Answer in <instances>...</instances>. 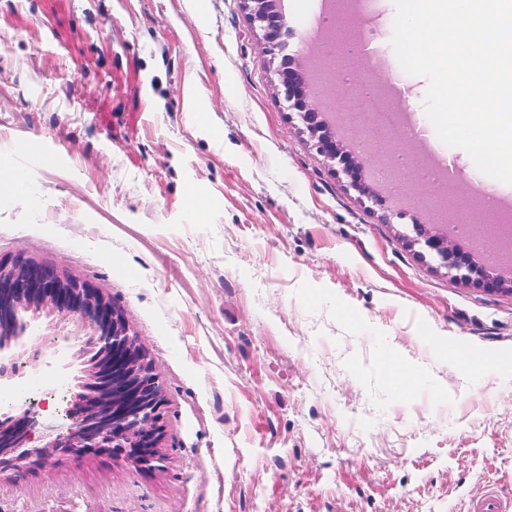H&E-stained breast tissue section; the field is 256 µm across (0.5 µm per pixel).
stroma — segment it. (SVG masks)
I'll list each match as a JSON object with an SVG mask.
<instances>
[{
    "instance_id": "obj_1",
    "label": "stroma",
    "mask_w": 512,
    "mask_h": 512,
    "mask_svg": "<svg viewBox=\"0 0 512 512\" xmlns=\"http://www.w3.org/2000/svg\"><path fill=\"white\" fill-rule=\"evenodd\" d=\"M290 2L287 51L333 108L344 59L307 38L315 0ZM338 11L382 58L360 81L398 83L425 114L393 0ZM276 68L243 0H0V160L35 198L0 204V258L109 296L167 401L159 469L27 466L0 476V512H464L490 485L512 502V294L411 242L483 173L450 147L462 178L407 170L367 200L285 110ZM29 334L42 357L0 389L41 400L56 429L83 338ZM391 362L415 385L397 389Z\"/></svg>"
}]
</instances>
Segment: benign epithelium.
<instances>
[{
    "label": "benign epithelium",
    "mask_w": 512,
    "mask_h": 512,
    "mask_svg": "<svg viewBox=\"0 0 512 512\" xmlns=\"http://www.w3.org/2000/svg\"><path fill=\"white\" fill-rule=\"evenodd\" d=\"M250 22L259 29L265 50L281 57L276 71L278 89L289 111L298 115L318 153L337 164L351 186L372 196L359 182L370 163L366 152L346 151L323 130V109L306 90L297 61L285 54L290 25L275 0H244ZM411 242L423 245L440 264L489 291L511 290L512 274L485 260L475 261L459 251L453 240L430 227L415 225ZM24 309L59 321H73L85 331L88 342L75 355L83 359V377L67 401L64 413L70 424L46 435L39 447L32 443L45 430L41 402L30 399L16 413L0 415V473L55 458L107 454L139 470H154L163 461L166 399L160 376L140 342L112 301L87 283L27 258L0 259V335L5 339L25 335L29 322L16 317ZM39 351L0 352V380L23 374Z\"/></svg>",
    "instance_id": "obj_1"
}]
</instances>
